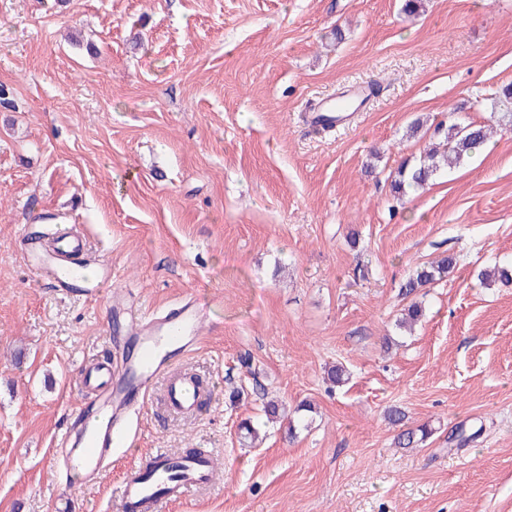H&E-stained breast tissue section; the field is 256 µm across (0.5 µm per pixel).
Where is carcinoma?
<instances>
[{
	"label": "carcinoma",
	"instance_id": "obj_1",
	"mask_svg": "<svg viewBox=\"0 0 512 512\" xmlns=\"http://www.w3.org/2000/svg\"><path fill=\"white\" fill-rule=\"evenodd\" d=\"M491 111L500 125L512 126V84L504 86L493 98ZM493 127L477 122H453L448 128L437 127V133L443 136V151L429 153L416 164L403 162L391 180V191L401 199L409 189H422L443 169L456 166L479 150L489 139ZM456 266V258L446 254L437 260L425 264L416 270L401 287V295L410 299L404 308L398 326L409 328L424 315L422 302L417 294L435 282L448 276ZM489 283H512V266L495 265L481 275ZM432 434V429L422 425L417 428L401 430L396 436V444L400 448H415Z\"/></svg>",
	"mask_w": 512,
	"mask_h": 512
}]
</instances>
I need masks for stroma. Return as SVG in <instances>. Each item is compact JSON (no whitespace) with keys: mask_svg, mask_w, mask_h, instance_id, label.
Wrapping results in <instances>:
<instances>
[{"mask_svg":"<svg viewBox=\"0 0 512 512\" xmlns=\"http://www.w3.org/2000/svg\"><path fill=\"white\" fill-rule=\"evenodd\" d=\"M400 6L0 0V512H119L135 464L186 448L214 478L165 512H512V285L478 280L512 263V128L424 190L390 191L439 122L486 121L512 82V0ZM375 82L343 126L307 124L309 103ZM60 225L142 309L209 307L183 363L206 408L173 415L155 386L132 447L79 489L59 456L87 403L77 380L129 345L106 298L29 267L25 236ZM445 253L457 266L425 288L423 320L383 349L407 276ZM268 398L315 410L241 445ZM391 406L432 428L426 443L395 447Z\"/></svg>","mask_w":512,"mask_h":512,"instance_id":"stroma-1","label":"stroma"}]
</instances>
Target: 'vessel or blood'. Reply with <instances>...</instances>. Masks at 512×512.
Returning <instances> with one entry per match:
<instances>
[{"label":"vessel or blood","mask_w":512,"mask_h":512,"mask_svg":"<svg viewBox=\"0 0 512 512\" xmlns=\"http://www.w3.org/2000/svg\"><path fill=\"white\" fill-rule=\"evenodd\" d=\"M86 253L84 237L70 228L57 229L47 239L30 244L29 265L65 292L94 295L103 283L111 281L112 272L104 267L98 277L88 275L86 264L79 261ZM114 306L124 313L138 354L122 373L106 364L83 372L80 378L82 387L90 391L92 412L76 422L75 438L65 448V467L86 486L95 483L116 450L125 447L130 420L144 406L156 380L165 382L168 410L180 415L195 414L205 390L174 363L175 355L190 353L200 343L202 323L208 315L205 306L191 297L158 314L121 300ZM171 460L168 453L156 452L123 479V512H159L162 503L177 501L211 483L210 456L182 460L176 474L171 471Z\"/></svg>","instance_id":"obj_1"}]
</instances>
